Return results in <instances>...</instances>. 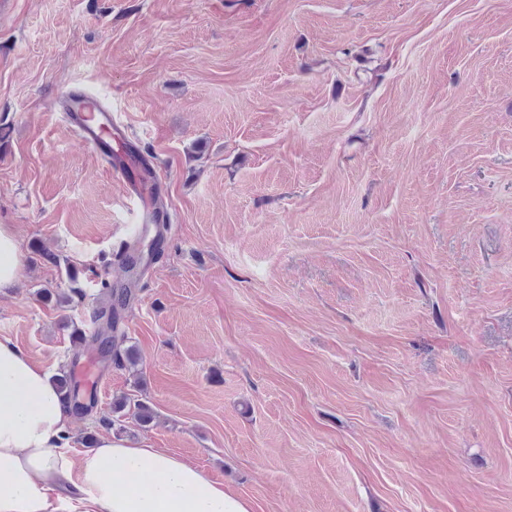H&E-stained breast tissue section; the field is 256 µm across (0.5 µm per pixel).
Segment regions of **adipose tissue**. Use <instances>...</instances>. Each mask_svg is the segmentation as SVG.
Returning <instances> with one entry per match:
<instances>
[{
	"label": "adipose tissue",
	"instance_id": "1",
	"mask_svg": "<svg viewBox=\"0 0 512 512\" xmlns=\"http://www.w3.org/2000/svg\"><path fill=\"white\" fill-rule=\"evenodd\" d=\"M50 371L0 338V512H252V504L162 448L100 436L69 445Z\"/></svg>",
	"mask_w": 512,
	"mask_h": 512
}]
</instances>
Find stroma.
<instances>
[{"mask_svg":"<svg viewBox=\"0 0 512 512\" xmlns=\"http://www.w3.org/2000/svg\"><path fill=\"white\" fill-rule=\"evenodd\" d=\"M110 104L169 250L71 441L166 448L253 512H512V0H16L0 337L89 356L137 224L51 100ZM123 394L155 418L104 426ZM21 252L16 234L7 224L0 225V290L12 288L21 270Z\"/></svg>","mask_w":512,"mask_h":512,"instance_id":"1","label":"stroma"}]
</instances>
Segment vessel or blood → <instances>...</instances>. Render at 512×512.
<instances>
[{"label": "vessel or blood", "mask_w": 512, "mask_h": 512, "mask_svg": "<svg viewBox=\"0 0 512 512\" xmlns=\"http://www.w3.org/2000/svg\"><path fill=\"white\" fill-rule=\"evenodd\" d=\"M62 110L69 130L76 134L79 143L106 162L118 179L125 199L140 208L141 223L156 225L151 247L154 253H165L170 246L163 228L167 217L151 202L160 187L153 162L141 151L137 139L111 108L91 95L80 93L67 97ZM73 378L79 386L95 389L101 381V373L95 361L89 359L74 367Z\"/></svg>", "instance_id": "obj_1"}]
</instances>
